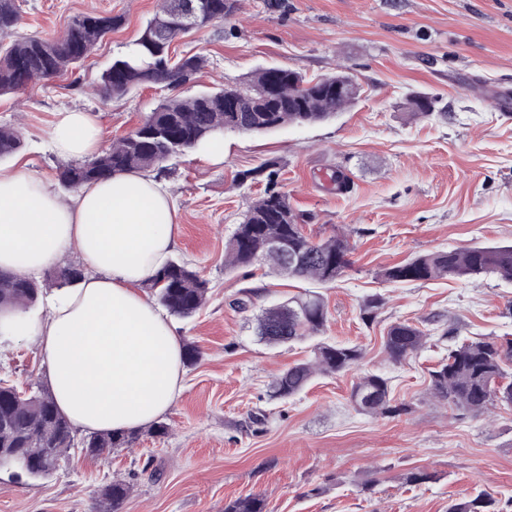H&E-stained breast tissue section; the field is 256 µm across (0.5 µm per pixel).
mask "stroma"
<instances>
[{"label":"stroma","mask_w":512,"mask_h":512,"mask_svg":"<svg viewBox=\"0 0 512 512\" xmlns=\"http://www.w3.org/2000/svg\"><path fill=\"white\" fill-rule=\"evenodd\" d=\"M16 36L57 37L76 15L121 17L122 24L80 68L38 84L25 97L0 95V125H20L23 149L1 161L27 164L60 191L64 161L50 149L55 114H96L105 142L134 130L162 98L145 86L101 101L91 95L102 72L123 55L157 0H18ZM178 54L210 64L182 89L192 95L281 66L306 77L342 73L358 88L353 105L312 125L268 133L225 132L224 160L184 153L162 178L178 208L174 258L209 286L203 309L172 318L182 343L199 351L185 367V388L161 420L164 437L144 434L110 456L81 455L46 478L0 471V512H95L101 488L121 477L133 485L124 512H224L230 500L257 496L265 512H447L451 501L491 493L512 499V408L490 420L429 394L430 372L448 351L431 341L399 364L383 336L392 323L424 329L455 325L459 339L512 338V283L444 278L388 282L381 271L419 254L512 242V0H246L239 20L175 42ZM429 97L432 115L408 102ZM274 160L278 187L319 240L347 232L349 267L336 282L277 276L256 264L228 271L224 245L265 181L238 173ZM351 180L336 189V174ZM319 292L327 319L319 340L362 348L358 367L316 377L288 399L268 395L288 367L313 356V340L270 347L253 316L303 289ZM380 296L374 321L368 299ZM246 309H238V301ZM391 380L392 416L356 412L361 373ZM0 377L47 385L40 351L0 345ZM423 470L428 482L409 485Z\"/></svg>","instance_id":"obj_1"}]
</instances>
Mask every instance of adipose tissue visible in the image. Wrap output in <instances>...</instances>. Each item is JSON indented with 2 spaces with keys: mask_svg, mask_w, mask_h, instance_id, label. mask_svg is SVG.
<instances>
[{
  "mask_svg": "<svg viewBox=\"0 0 512 512\" xmlns=\"http://www.w3.org/2000/svg\"><path fill=\"white\" fill-rule=\"evenodd\" d=\"M60 157L103 149L92 113L56 114ZM177 205L164 181L127 172L62 196L26 166L0 167V270L35 275L74 254L87 273L44 310L0 312V339L38 347L60 411L89 431H123L164 414L184 388L182 348L140 288L170 259Z\"/></svg>",
  "mask_w": 512,
  "mask_h": 512,
  "instance_id": "obj_1",
  "label": "adipose tissue"
}]
</instances>
